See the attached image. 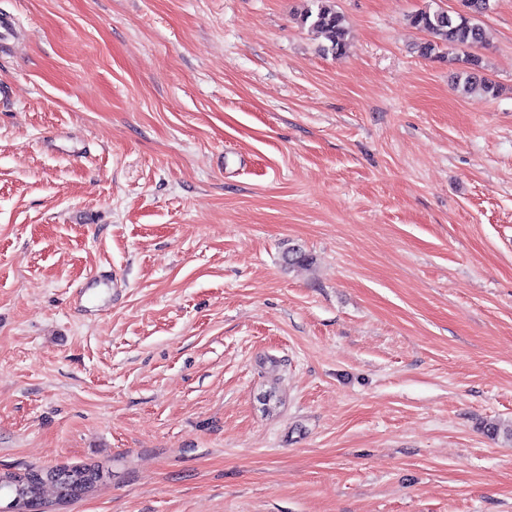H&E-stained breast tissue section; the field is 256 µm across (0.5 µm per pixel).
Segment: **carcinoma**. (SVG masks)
Wrapping results in <instances>:
<instances>
[{"mask_svg":"<svg viewBox=\"0 0 512 512\" xmlns=\"http://www.w3.org/2000/svg\"><path fill=\"white\" fill-rule=\"evenodd\" d=\"M312 6L306 8L300 15L302 25H307L321 34L326 44L322 51L336 57L343 54L345 48V35L347 30L344 15L336 11L331 0H310ZM461 9L448 12L441 8L434 10L421 9L408 16L409 23L426 33L427 39L417 45L419 56L426 59H443L445 52L461 50L463 55L458 60L465 64L459 75L463 80L462 91L471 93L481 90L485 93L495 91L494 84L485 76L480 59L469 53L473 48L483 45V27L480 17L491 11L494 0H459ZM486 433L494 438H503L512 442V421L504 423L498 420L490 421L484 425ZM57 479L38 480L36 476L49 471V468H30L20 473L27 478L21 487L24 489L23 497L30 504L28 512H41L46 503V492L53 493L55 499H60V490L64 489V482H69L67 488V501L71 502L90 493L85 483L77 477L88 470L97 475V482H102L106 474L95 464H79L57 466ZM19 485L0 481V491L15 499Z\"/></svg>","mask_w":512,"mask_h":512,"instance_id":"cac0c4a2","label":"carcinoma"}]
</instances>
